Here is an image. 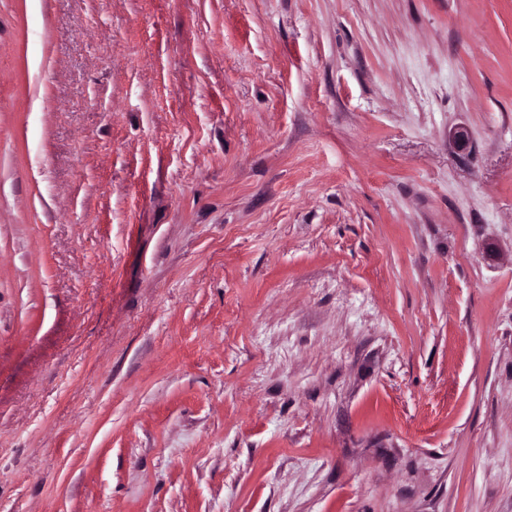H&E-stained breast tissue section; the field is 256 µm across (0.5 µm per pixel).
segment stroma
Wrapping results in <instances>:
<instances>
[{"label":"stroma","mask_w":512,"mask_h":512,"mask_svg":"<svg viewBox=\"0 0 512 512\" xmlns=\"http://www.w3.org/2000/svg\"><path fill=\"white\" fill-rule=\"evenodd\" d=\"M0 512H512V0H0Z\"/></svg>","instance_id":"stroma-1"}]
</instances>
